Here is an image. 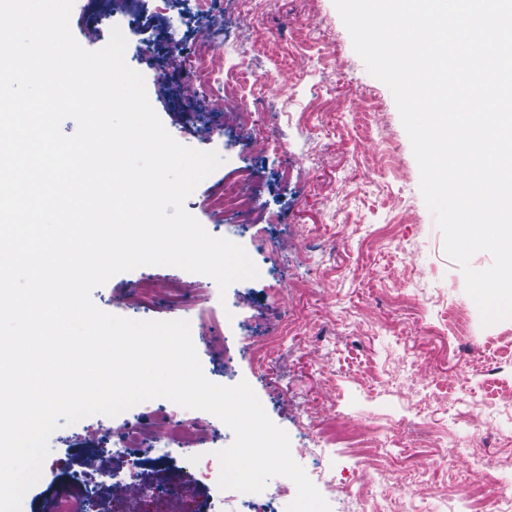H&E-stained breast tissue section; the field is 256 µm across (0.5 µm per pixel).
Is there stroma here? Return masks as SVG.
Returning <instances> with one entry per match:
<instances>
[{"label": "stroma", "instance_id": "1", "mask_svg": "<svg viewBox=\"0 0 512 512\" xmlns=\"http://www.w3.org/2000/svg\"><path fill=\"white\" fill-rule=\"evenodd\" d=\"M241 0H137L132 7L75 0L70 28L86 49L107 43L120 27L127 64L145 80L148 99L166 130L181 144L218 152L223 164L187 198L186 210L212 236L244 247L257 268L275 253L286 278L280 301L267 299L263 279L241 280L227 292L205 275L169 266L161 277L189 289L177 304L158 300L141 307L131 290L145 268L112 277L92 293L102 310L139 321L184 319L203 372L212 382L247 381L269 418L291 445L311 428L304 410L365 419L390 430L403 418L388 452L394 464L409 456L428 458L424 481L396 500L400 512H470L462 474L467 450L512 454V319L486 326L465 291L459 266L448 258L444 236L420 192V173L390 89L371 76L353 49L333 0H264L253 25L240 23ZM321 26L306 30L305 16ZM214 25L213 37L235 49L229 61L251 71L259 92L249 97L276 149L262 155L245 149L241 136L224 134L215 93L183 95L195 74L186 66L162 70L145 37L177 43L187 54L197 32ZM306 65L289 72L287 56ZM214 137H205V129ZM395 149L401 172L381 169L377 158ZM261 175L256 187L273 227L269 234L238 233V221L215 212L213 192L238 168ZM249 336H285L279 359L257 367L248 355L249 336H224V306ZM416 389L433 414H416L405 398ZM481 424L473 433L468 418ZM121 417L93 415L57 430L45 469L63 467L66 452L86 470L96 467V448ZM364 463L350 449L329 444L302 458L304 469L335 477L331 512H361L352 477ZM148 482L164 481L183 512H209L210 500L193 482L190 464L159 469L143 460L121 466Z\"/></svg>", "mask_w": 512, "mask_h": 512}]
</instances>
